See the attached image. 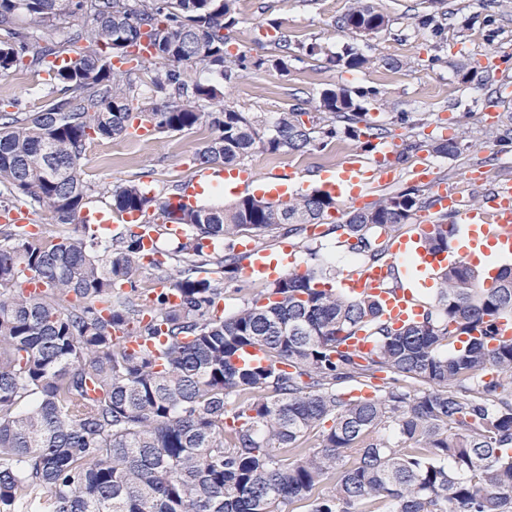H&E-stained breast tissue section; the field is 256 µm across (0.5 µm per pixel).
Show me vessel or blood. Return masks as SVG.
<instances>
[{
  "instance_id": "1",
  "label": "vessel or blood",
  "mask_w": 512,
  "mask_h": 512,
  "mask_svg": "<svg viewBox=\"0 0 512 512\" xmlns=\"http://www.w3.org/2000/svg\"><path fill=\"white\" fill-rule=\"evenodd\" d=\"M394 144L383 141L374 159L367 160L357 156L349 157L336 170L325 172L322 177L324 187L336 196L358 198L367 184L373 181L390 182L395 178L396 170L390 162ZM419 180L431 184L434 190L433 203L436 209L447 210L456 216V222L450 228L452 239L484 236L490 244L512 254V185L502 184L488 193L478 205L461 206L458 196L449 192L444 184L435 182L433 170L429 164L417 168ZM405 243L391 244V260L379 264H364L343 274L338 282L339 288L351 295H370L379 299L385 309L386 319L393 326H401L410 318L419 315L417 293L418 281L406 279L396 281L397 259L405 252ZM245 276L270 274L274 263L268 262L266 253L253 247H245Z\"/></svg>"
}]
</instances>
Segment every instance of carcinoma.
Returning a JSON list of instances; mask_svg holds the SVG:
<instances>
[{
    "mask_svg": "<svg viewBox=\"0 0 512 512\" xmlns=\"http://www.w3.org/2000/svg\"><path fill=\"white\" fill-rule=\"evenodd\" d=\"M236 0H0V77L74 53L49 71L58 93L37 112L0 110V194L48 211L62 229L29 237L0 225V512H512V341L497 339L512 313V268L489 287L463 262L441 271L434 305L398 329L371 299L330 287L315 268L286 273L234 315L215 314L224 279L240 270L235 241L319 223L336 197L313 190L286 201L247 195L224 208L173 206L171 194L130 183L112 190V211H136L183 227L163 280L180 296L140 286L145 250L129 224L107 239L80 221L89 186L88 145L123 134L138 86L112 59L137 52L160 63L138 116L161 133L211 131L199 165H232L252 151L304 153L345 137L371 151L384 128L362 130L373 88L325 89L327 124L307 126L296 105L269 126L224 106L250 67L284 71L276 54L228 56L224 30ZM23 17L28 27L18 29ZM84 27L61 48L57 24ZM341 26L377 34L389 17L351 0ZM418 26L441 36L443 15ZM87 46L75 47L80 40ZM334 63L356 71L370 59L353 46ZM218 69L222 83L187 68ZM430 206L417 188L386 197L332 225L364 261L386 255L381 236ZM448 230L425 234L429 253L448 249ZM214 266L217 278L201 276ZM39 280L44 290L20 284ZM118 284H127L122 292ZM149 312L152 319L143 322ZM373 329L364 355L342 346ZM165 345L127 350L121 336ZM258 348L265 361L243 360ZM387 373L372 398L346 400L337 386ZM433 389L413 392L404 382ZM318 446L308 432L325 421Z\"/></svg>",
    "mask_w": 512,
    "mask_h": 512,
    "instance_id": "cac0c4a2",
    "label": "carcinoma"
}]
</instances>
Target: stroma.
<instances>
[{"label":"stroma","instance_id":"35a3bbf8","mask_svg":"<svg viewBox=\"0 0 512 512\" xmlns=\"http://www.w3.org/2000/svg\"><path fill=\"white\" fill-rule=\"evenodd\" d=\"M390 18L388 30L362 37L341 28L338 18L349 0H237L236 24L229 29L230 54L268 57L274 54V39L286 36L297 44L287 71L251 68L244 71L226 98L242 112H253L275 121L295 100L305 102L310 115H317L321 92L336 86L373 87L379 101L368 104L366 123L387 128L399 150L394 164L397 177L390 184H374L364 190L366 206H374L390 194L419 187L415 169L430 162L441 182L465 204L480 197L478 187L465 177L468 169L488 172L492 184L512 183V144L493 140V132L512 127V0H368ZM442 10L447 14L443 37L417 28V15ZM314 43L317 55L304 47ZM355 46L369 58L365 68L350 71L330 63V56ZM494 54L501 63L487 77L484 89L465 87L461 69L476 70L482 57ZM53 96L43 74L21 68L0 78V104H14L21 113L39 111ZM458 138L460 152L453 157L428 152L427 143L441 134ZM206 129L183 133L150 132L141 136L129 125L120 136L89 146L82 160L84 178L91 186L87 208L111 212L112 191L132 182L167 191L190 182L199 168L196 153L207 141ZM421 150L406 154L410 141ZM360 149L348 139L333 140L325 148L304 153L269 154L255 150L243 162L257 178L277 181L292 177L301 191L320 187V171L335 168ZM356 206L337 198L336 206L315 226L294 236L274 233L254 239V246L277 256L283 246L295 251L299 267L319 265L344 273L352 264L348 251L330 227L345 222Z\"/></svg>","mask_w":512,"mask_h":512}]
</instances>
